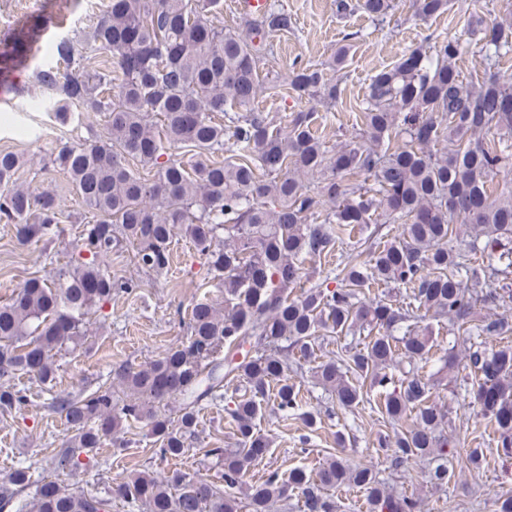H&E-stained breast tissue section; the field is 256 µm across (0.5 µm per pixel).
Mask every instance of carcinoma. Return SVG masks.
Returning a JSON list of instances; mask_svg holds the SVG:
<instances>
[{"instance_id":"1","label":"carcinoma","mask_w":512,"mask_h":512,"mask_svg":"<svg viewBox=\"0 0 512 512\" xmlns=\"http://www.w3.org/2000/svg\"><path fill=\"white\" fill-rule=\"evenodd\" d=\"M220 0H110L83 41L110 52L92 68L74 42L50 47L54 62L35 79L49 94L54 117L99 112L104 139L65 144L50 159L68 175L86 214L80 249L53 273L27 280L0 305V412L27 401L14 380L54 379V356L84 343V317L138 287L120 280L101 260L137 246L138 264L160 273L170 265L177 230L205 255L224 288V307L201 300L188 319L186 340L143 365L122 364L115 383L84 395H58L50 409L64 418L67 434L51 451L57 467L81 465L80 456L113 445L114 434L137 423L159 443L160 456L178 459L195 433L204 400H224V388L245 393L225 406L236 447L212 448L223 461L221 483L175 471L164 480L138 475L111 494L147 512H269L276 499L298 496L304 512H335L332 489L358 487L366 512H420L413 495H388L373 470L339 456L318 471L271 473L235 496L243 477L270 447L257 428L263 406L297 416L311 428L316 415L302 410L301 388L288 377L289 361L309 359L326 336L366 334L350 348L312 368L338 407L349 410L364 387L378 389L381 409L402 431L386 435L376 453L399 468L433 456L430 478L448 483V449L457 441L443 426L447 414L431 401V381L414 369L395 379L402 361L416 367L434 347L427 316L448 317L463 328L464 354L448 348L440 371L467 370L465 393L499 434L497 450L512 458V346L485 348V339L512 334L505 318L478 315L512 299V187L490 184L512 173V82L492 72L512 52V26L476 18L469 34L482 43L488 75L461 76L459 37L436 40L427 50L405 52L371 78L363 128L328 147L313 131L314 113H293L281 127L255 107L260 65L271 33L290 31L292 16L269 10L245 21L247 34L224 31L210 15ZM426 21L448 9V0H413ZM361 10L384 22L393 0H336L340 16ZM35 32L19 30L0 44L8 66ZM339 46L327 66L295 67L288 89L334 105L339 84L327 77L346 58ZM162 117L155 126L149 114ZM234 139L224 160V131ZM138 162L136 172L130 162ZM23 165L0 152V222L16 225L22 242L40 240L59 223L60 203L49 189L16 183ZM361 224H399L393 240L369 247L366 259L350 256L336 266L337 287L310 288L293 297L305 260L331 253ZM489 251L495 263L475 266L471 254ZM407 289V301L400 300ZM179 401L178 419L167 414ZM35 487L32 503L24 496ZM111 498L73 490L55 480L32 481L17 467L0 482V512H109Z\"/></svg>"}]
</instances>
